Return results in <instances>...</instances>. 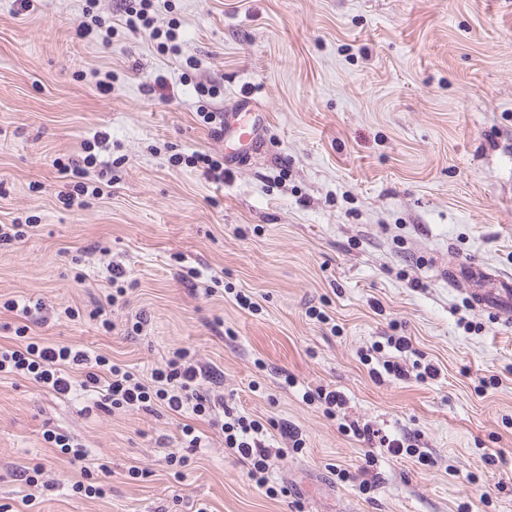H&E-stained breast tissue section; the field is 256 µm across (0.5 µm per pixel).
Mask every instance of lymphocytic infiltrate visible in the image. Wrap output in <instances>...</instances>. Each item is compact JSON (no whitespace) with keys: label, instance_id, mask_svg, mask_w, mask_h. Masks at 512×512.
Wrapping results in <instances>:
<instances>
[{"label":"lymphocytic infiltrate","instance_id":"1","mask_svg":"<svg viewBox=\"0 0 512 512\" xmlns=\"http://www.w3.org/2000/svg\"><path fill=\"white\" fill-rule=\"evenodd\" d=\"M26 333V327L16 328L19 344L0 347V374L32 376L56 394L90 400L100 408L149 410L159 403L183 419L188 415L205 419L211 427L221 430L225 447L248 464L257 487L275 494L269 478L272 451L265 443L264 425L225 410L223 400L204 392L199 383L200 371L188 349L172 351L145 380L93 349L29 342ZM74 368L83 370V380L71 377Z\"/></svg>","mask_w":512,"mask_h":512}]
</instances>
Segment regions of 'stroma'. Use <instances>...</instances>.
I'll return each mask as SVG.
<instances>
[{"label":"stroma","mask_w":512,"mask_h":512,"mask_svg":"<svg viewBox=\"0 0 512 512\" xmlns=\"http://www.w3.org/2000/svg\"><path fill=\"white\" fill-rule=\"evenodd\" d=\"M133 2L96 0L115 23L105 44L77 31L85 0H0V225L35 227L0 246V346L25 325L144 379L191 349L213 374L203 389L268 429L277 492L207 422L194 420L206 445L182 468L168 461L181 419L164 408L91 410L5 375L0 506L512 512V319L448 278L472 263L512 275V0H153L152 24L176 29L179 56L119 22ZM159 76L169 98L145 91ZM246 96L260 146L206 182L187 156L220 159L230 144L199 113ZM99 132L112 183L67 205L55 161ZM116 264L127 293L108 333L88 313L114 292ZM11 299L41 302L45 324L26 325ZM401 335L404 364L435 363L438 378L371 375ZM318 387L344 396L335 416L303 401ZM353 421L409 438L412 454L358 441ZM54 432L110 467L91 473L104 494H69L78 466ZM21 465L42 467L41 484L16 477Z\"/></svg>","instance_id":"35a3bbf8"}]
</instances>
